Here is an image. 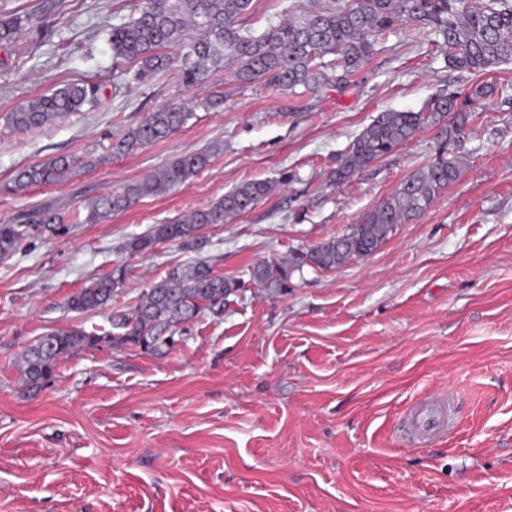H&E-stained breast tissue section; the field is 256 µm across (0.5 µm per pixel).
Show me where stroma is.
Masks as SVG:
<instances>
[{
	"label": "stroma",
	"instance_id": "35a3bbf8",
	"mask_svg": "<svg viewBox=\"0 0 512 512\" xmlns=\"http://www.w3.org/2000/svg\"><path fill=\"white\" fill-rule=\"evenodd\" d=\"M138 0H65L45 32L0 48V224L45 211L63 237H30L0 260V512H512V63L486 74L449 68L414 24L378 33L347 85L282 91L229 72L218 111L116 157L111 139L179 102L176 76L132 81L108 41ZM335 0H252L255 34ZM102 86L98 106L18 134L5 115L72 82ZM486 95L475 96L477 87ZM473 95L455 150L459 178L377 252L332 270L304 267L287 295L248 283L256 262L343 234L435 157L425 129L344 184L330 175L379 114L421 111L436 95ZM214 148L210 164L167 193L104 222L77 219L86 199L117 193L172 160ZM65 156L72 175L14 195L20 168ZM251 179L279 188L251 211L203 228V252L178 243L134 255L153 225L210 206ZM203 257L246 284L222 316L198 318L164 356L102 342L63 359L37 395L17 355L56 328L91 333L177 264ZM130 272L109 308L68 309L71 294ZM439 388L457 425L406 446L400 418Z\"/></svg>",
	"mask_w": 512,
	"mask_h": 512
}]
</instances>
